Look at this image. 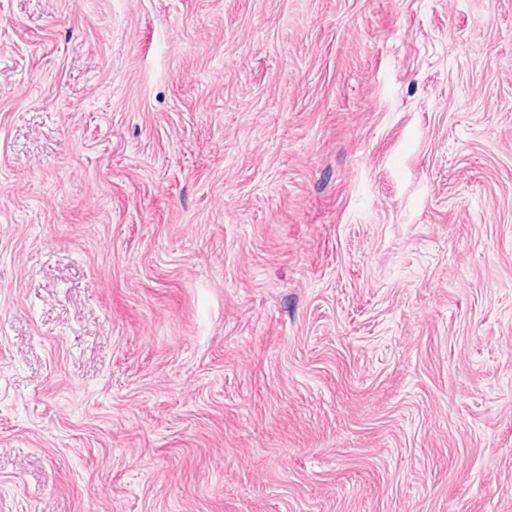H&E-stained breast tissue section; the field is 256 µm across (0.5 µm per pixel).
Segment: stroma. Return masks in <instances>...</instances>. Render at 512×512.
Returning <instances> with one entry per match:
<instances>
[{
	"label": "stroma",
	"instance_id": "obj_1",
	"mask_svg": "<svg viewBox=\"0 0 512 512\" xmlns=\"http://www.w3.org/2000/svg\"><path fill=\"white\" fill-rule=\"evenodd\" d=\"M0 512H512V0H0Z\"/></svg>",
	"mask_w": 512,
	"mask_h": 512
}]
</instances>
